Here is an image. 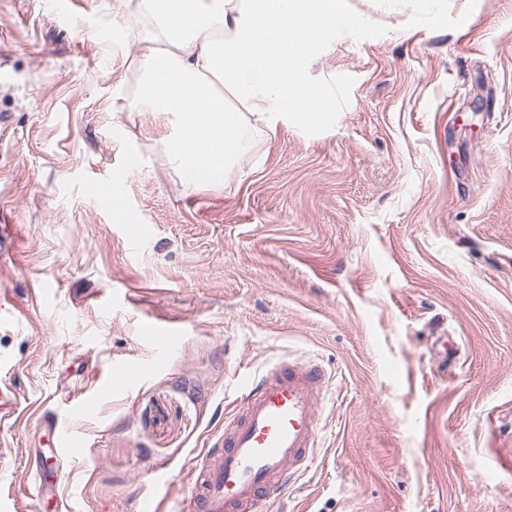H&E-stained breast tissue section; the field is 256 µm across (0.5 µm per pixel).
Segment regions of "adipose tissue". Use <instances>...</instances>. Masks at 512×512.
I'll list each match as a JSON object with an SVG mask.
<instances>
[{"mask_svg":"<svg viewBox=\"0 0 512 512\" xmlns=\"http://www.w3.org/2000/svg\"><path fill=\"white\" fill-rule=\"evenodd\" d=\"M147 53L118 111L170 114L162 150L186 188L216 185L228 163L278 128L323 125L331 101L310 71L335 39L344 0H137Z\"/></svg>","mask_w":512,"mask_h":512,"instance_id":"1","label":"adipose tissue"}]
</instances>
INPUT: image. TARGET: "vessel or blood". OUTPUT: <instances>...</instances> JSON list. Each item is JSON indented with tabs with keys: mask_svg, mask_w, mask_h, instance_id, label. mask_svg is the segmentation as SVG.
<instances>
[{
	"mask_svg": "<svg viewBox=\"0 0 512 512\" xmlns=\"http://www.w3.org/2000/svg\"><path fill=\"white\" fill-rule=\"evenodd\" d=\"M123 222L129 246L142 245L138 210ZM328 383L317 365L291 359L242 379L222 434L191 460L188 512H261L280 497L314 456Z\"/></svg>",
	"mask_w": 512,
	"mask_h": 512,
	"instance_id": "vessel-or-blood-1",
	"label": "vessel or blood"
}]
</instances>
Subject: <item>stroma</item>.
<instances>
[{
  "label": "stroma",
  "mask_w": 512,
  "mask_h": 512,
  "mask_svg": "<svg viewBox=\"0 0 512 512\" xmlns=\"http://www.w3.org/2000/svg\"><path fill=\"white\" fill-rule=\"evenodd\" d=\"M347 3L366 25L311 71L329 122L188 191L169 115L112 108L144 49L132 0H0V512H181L239 377L288 356L333 379L314 465L264 512H512V0ZM111 174L139 250L86 190ZM147 323L176 329L166 352ZM123 224L126 226V238L129 246L134 249L144 243L146 231L141 223V217L138 210L127 207L123 219Z\"/></svg>",
  "instance_id": "35a3bbf8"
}]
</instances>
